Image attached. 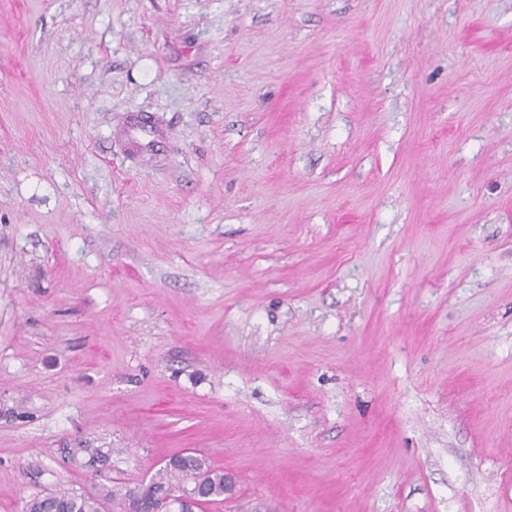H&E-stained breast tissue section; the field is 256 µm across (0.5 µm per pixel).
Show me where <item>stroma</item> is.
I'll return each instance as SVG.
<instances>
[{"label":"stroma","mask_w":512,"mask_h":512,"mask_svg":"<svg viewBox=\"0 0 512 512\" xmlns=\"http://www.w3.org/2000/svg\"><path fill=\"white\" fill-rule=\"evenodd\" d=\"M86 437L512 512V0H0V512Z\"/></svg>","instance_id":"35a3bbf8"}]
</instances>
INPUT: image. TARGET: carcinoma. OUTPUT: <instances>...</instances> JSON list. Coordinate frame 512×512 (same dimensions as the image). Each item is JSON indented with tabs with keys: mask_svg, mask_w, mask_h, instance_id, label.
Segmentation results:
<instances>
[{
	"mask_svg": "<svg viewBox=\"0 0 512 512\" xmlns=\"http://www.w3.org/2000/svg\"><path fill=\"white\" fill-rule=\"evenodd\" d=\"M62 452L72 465L93 477L112 470V447L95 439L81 440ZM185 487L192 490V498L183 505V512L222 502L234 490L224 470L203 455L185 452L172 456L148 480L133 486L109 480L87 490L58 486L33 493L24 501L22 512H110L114 506L119 512H171V495Z\"/></svg>",
	"mask_w": 512,
	"mask_h": 512,
	"instance_id": "cac0c4a2",
	"label": "carcinoma"
}]
</instances>
